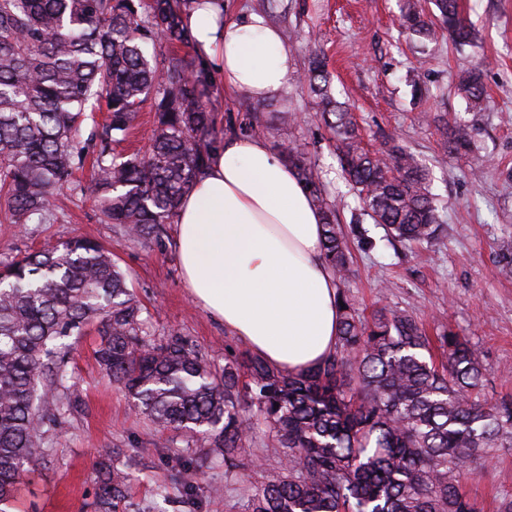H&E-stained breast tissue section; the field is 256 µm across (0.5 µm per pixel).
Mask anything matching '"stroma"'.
<instances>
[{
    "instance_id": "obj_1",
    "label": "stroma",
    "mask_w": 512,
    "mask_h": 512,
    "mask_svg": "<svg viewBox=\"0 0 512 512\" xmlns=\"http://www.w3.org/2000/svg\"><path fill=\"white\" fill-rule=\"evenodd\" d=\"M281 15L278 29L296 75H303L313 53H321L332 89L355 114L364 144L380 150L395 141L429 162L433 192L446 231L431 244H388L382 228L370 229L376 246L354 250L344 284L359 312L404 309L430 334L447 329L471 341L484 364L487 399L512 395V278L498 274L497 243L512 232V0H459L478 31L474 44L454 45L447 32L416 43L399 24V0H268ZM480 67L486 94L471 111L455 84L460 70ZM421 94L413 96L412 83ZM291 101L280 113L277 98L262 102L236 96L216 78L211 117L217 130L259 120L271 149L294 140L324 172L325 194L348 225L355 199L342 178L333 137L312 94L299 83L284 92ZM477 127L474 153L448 152L434 116ZM69 201L52 224H0V262L73 237L95 240L112 250L126 272L147 333L157 343L183 337L216 371L226 359L242 356L248 344L232 336L191 298L174 250V225L161 240L142 244L106 224L91 200L69 190ZM99 337L88 330L73 344L66 367L70 402L43 443L32 483L24 490L25 512H97L101 468L130 472V481L112 512H147L161 505L158 486L171 498L180 490L171 478L186 454L208 459L193 512H245L249 487L264 470L279 465L282 450L255 426L250 454L235 473L210 441L177 432H156L130 397L106 378L97 363ZM463 488L480 512H498L512 498V448L478 460Z\"/></svg>"
}]
</instances>
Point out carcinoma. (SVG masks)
<instances>
[{
	"label": "carcinoma",
	"mask_w": 512,
	"mask_h": 512,
	"mask_svg": "<svg viewBox=\"0 0 512 512\" xmlns=\"http://www.w3.org/2000/svg\"><path fill=\"white\" fill-rule=\"evenodd\" d=\"M191 3L0 0L1 224L53 222L91 147L96 171L82 192L106 223L143 243L174 223L180 199L223 142L208 110L212 80L202 63L148 52L161 39L192 43L182 24ZM433 5L438 14L430 16L405 0L402 25L428 39L438 23L456 43L470 44L474 32L458 0ZM302 83L318 99L360 210L389 240H434L441 217L428 166L394 142L380 152L362 146L319 55ZM457 87L469 106L480 104L479 71L461 72ZM101 103L107 118L85 138L88 113ZM146 108L154 113L146 152H114ZM437 130L450 151L472 150V126ZM282 153L324 214V257L344 281L350 239L373 242L358 219L348 232L337 223L322 171L299 145L290 141ZM498 268L512 274V235L500 239ZM336 300L343 301L336 348L313 370L293 375L247 353L225 361L219 375L183 338H146L126 275L102 244L72 238L1 262L0 512H20L36 449L60 412L47 389L66 381L70 339L91 326L100 337L99 365L138 412L159 432L212 437L224 449L226 473L240 467L254 423L264 425L284 462L248 490L246 512H478L461 481L476 457L512 448V398H472L483 364L465 337L441 333L447 364L438 368L426 329L411 313L381 309L367 319L345 290L337 289ZM206 464L188 458L175 476L189 508ZM128 480L125 470L105 471L98 512H110Z\"/></svg>",
	"instance_id": "obj_1"
}]
</instances>
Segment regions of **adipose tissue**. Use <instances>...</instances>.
<instances>
[{
  "instance_id": "obj_1",
  "label": "adipose tissue",
  "mask_w": 512,
  "mask_h": 512,
  "mask_svg": "<svg viewBox=\"0 0 512 512\" xmlns=\"http://www.w3.org/2000/svg\"><path fill=\"white\" fill-rule=\"evenodd\" d=\"M226 88L261 102L293 66L280 33L256 14L223 16L196 0L184 17ZM323 214L294 166L259 136H233L176 214L175 250L193 299L266 362L300 373L336 347V277L322 252Z\"/></svg>"
}]
</instances>
